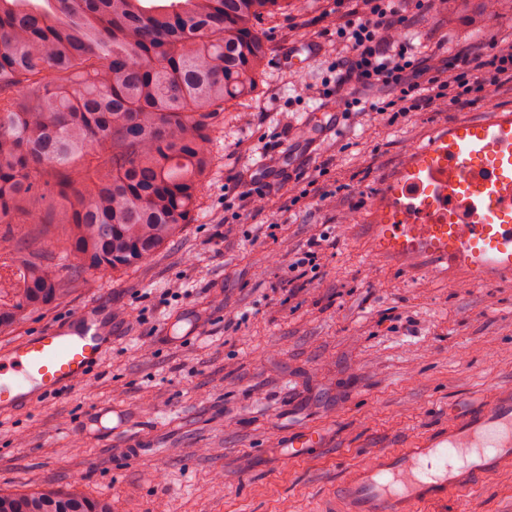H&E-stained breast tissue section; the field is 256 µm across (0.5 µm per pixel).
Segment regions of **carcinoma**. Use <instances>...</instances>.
I'll use <instances>...</instances> for the list:
<instances>
[{
	"label": "carcinoma",
	"instance_id": "carcinoma-1",
	"mask_svg": "<svg viewBox=\"0 0 512 512\" xmlns=\"http://www.w3.org/2000/svg\"><path fill=\"white\" fill-rule=\"evenodd\" d=\"M302 0H0V335L190 222L224 106L254 92L261 21ZM65 208L67 236L21 250ZM60 250L61 267L47 252ZM0 512H109L74 488Z\"/></svg>",
	"mask_w": 512,
	"mask_h": 512
}]
</instances>
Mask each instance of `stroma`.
<instances>
[{
	"label": "stroma",
	"mask_w": 512,
	"mask_h": 512,
	"mask_svg": "<svg viewBox=\"0 0 512 512\" xmlns=\"http://www.w3.org/2000/svg\"><path fill=\"white\" fill-rule=\"evenodd\" d=\"M327 0L261 24L267 68L247 100L227 106L215 166L190 224L138 267L98 276L28 314L0 346L86 305L112 311L110 341L67 394L0 414V491L80 488L111 512H304L335 492L371 453L429 432L454 410L512 381V285L454 281L427 259L392 261L374 250L375 207L411 154L455 122L512 112V88L473 105L414 112L386 126L362 113L337 120L317 98L335 78L336 45L322 35ZM512 39V0H449L414 15L406 37L425 58L481 37ZM318 38L300 68L281 56ZM292 134H285L286 125ZM335 205L298 209V175L319 163ZM262 175L261 209L226 196ZM235 219L222 243L215 227ZM273 235L252 238L255 226ZM336 237L313 284L288 295L287 254L313 225ZM181 283L178 299L166 297ZM142 428L137 455L112 433L113 408ZM328 441L308 460L279 453L296 431ZM461 512H512V470L487 478Z\"/></svg>",
	"instance_id": "35a3bbf8"
}]
</instances>
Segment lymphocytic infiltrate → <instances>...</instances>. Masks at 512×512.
<instances>
[{"mask_svg": "<svg viewBox=\"0 0 512 512\" xmlns=\"http://www.w3.org/2000/svg\"><path fill=\"white\" fill-rule=\"evenodd\" d=\"M415 9L443 0H333L331 20L344 51L333 64L335 90L345 93L347 110L373 114L375 120L395 125L410 113L438 105L463 108L489 87L512 85V40L495 39L462 47L450 59L429 62L415 55L403 37ZM379 90V98H357L360 89ZM334 239L326 225L317 224L305 244L288 253V282L302 290L312 282L323 253Z\"/></svg>", "mask_w": 512, "mask_h": 512, "instance_id": "obj_1", "label": "lymphocytic infiltrate"}]
</instances>
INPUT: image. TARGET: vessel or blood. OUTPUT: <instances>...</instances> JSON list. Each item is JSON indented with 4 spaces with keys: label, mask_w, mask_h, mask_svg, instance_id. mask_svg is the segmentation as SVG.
I'll return each instance as SVG.
<instances>
[{
    "label": "vessel or blood",
    "mask_w": 512,
    "mask_h": 512,
    "mask_svg": "<svg viewBox=\"0 0 512 512\" xmlns=\"http://www.w3.org/2000/svg\"><path fill=\"white\" fill-rule=\"evenodd\" d=\"M490 154L495 177L484 185L462 179L470 160ZM400 179L447 185L470 224H378L377 251L393 259L426 255L446 271L473 280L512 282V113L452 124L406 164ZM102 322L89 305L80 323L54 324L0 349V412L68 391L103 353ZM512 469V383L469 412L392 450H380L349 471L335 494L310 512H423L461 500L484 480Z\"/></svg>",
    "instance_id": "vessel-or-blood-1"
}]
</instances>
